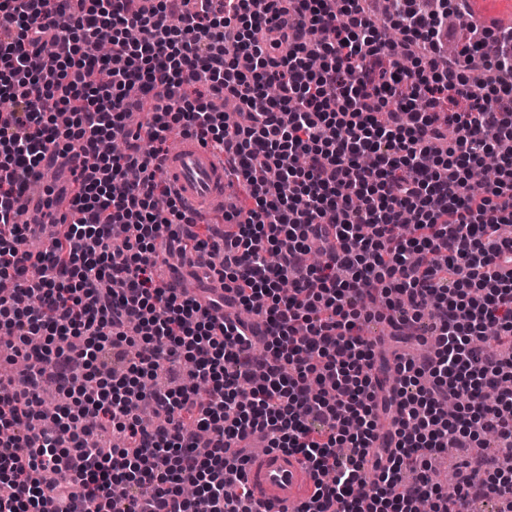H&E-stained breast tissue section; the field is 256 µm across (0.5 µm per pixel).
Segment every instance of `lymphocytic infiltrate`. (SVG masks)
Returning a JSON list of instances; mask_svg holds the SVG:
<instances>
[{"instance_id": "obj_1", "label": "lymphocytic infiltrate", "mask_w": 512, "mask_h": 512, "mask_svg": "<svg viewBox=\"0 0 512 512\" xmlns=\"http://www.w3.org/2000/svg\"><path fill=\"white\" fill-rule=\"evenodd\" d=\"M62 2L0 0V362L21 366L0 375V512H253L229 475L255 433L318 472L299 512H512L510 467L463 462L446 495L428 478L449 448L512 451V354L495 351L512 339V153L493 185L471 182L512 139V30L453 0H389L381 19L365 0ZM452 11L460 61L442 44ZM103 30L110 53L87 54ZM490 41L481 95L463 69ZM452 92L467 111L444 112ZM176 128L236 165L237 231L200 236L161 178ZM50 151L85 162L73 220L34 251L17 200ZM173 257L196 294L156 279ZM379 317L436 338L397 356L388 388L360 334Z\"/></svg>"}]
</instances>
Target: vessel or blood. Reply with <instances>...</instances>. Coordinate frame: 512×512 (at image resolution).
<instances>
[{
  "label": "vessel or blood",
  "mask_w": 512,
  "mask_h": 512,
  "mask_svg": "<svg viewBox=\"0 0 512 512\" xmlns=\"http://www.w3.org/2000/svg\"><path fill=\"white\" fill-rule=\"evenodd\" d=\"M473 17L489 28L512 27V0H466ZM42 181L31 184L20 200L28 223L39 225L45 237H52L56 226L51 216H66L76 194L72 165L61 154L47 153L41 166ZM163 178L172 191L193 207L224 202L233 188L223 163L196 138L181 139L162 164ZM254 451L239 479L256 512H298L313 493L314 479L301 455L270 449L262 436L244 442Z\"/></svg>",
  "instance_id": "vessel-or-blood-1"
}]
</instances>
